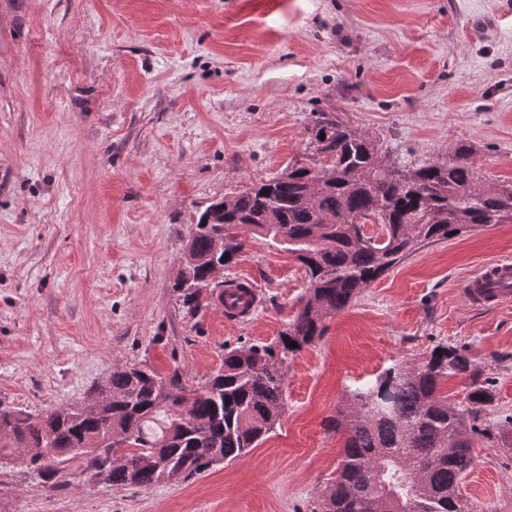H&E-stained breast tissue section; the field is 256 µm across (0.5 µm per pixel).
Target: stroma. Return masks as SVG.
Returning <instances> with one entry per match:
<instances>
[{
  "label": "stroma",
  "mask_w": 512,
  "mask_h": 512,
  "mask_svg": "<svg viewBox=\"0 0 512 512\" xmlns=\"http://www.w3.org/2000/svg\"><path fill=\"white\" fill-rule=\"evenodd\" d=\"M329 111L397 165L465 144L484 182H511L512 0H0V404L74 405L143 360L195 385L225 346L279 336L307 278L268 240L223 273L258 291L245 318H184L172 285L200 212L313 165ZM509 257L512 224H495L371 283L290 359L284 412L248 454L148 489H52L0 466V512H313L340 460L337 407L441 343L495 394L468 512H512V304L460 288Z\"/></svg>",
  "instance_id": "stroma-1"
}]
</instances>
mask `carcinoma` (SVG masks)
<instances>
[{"label":"carcinoma","mask_w":512,"mask_h":512,"mask_svg":"<svg viewBox=\"0 0 512 512\" xmlns=\"http://www.w3.org/2000/svg\"><path fill=\"white\" fill-rule=\"evenodd\" d=\"M326 142L329 177L308 203L309 174L293 167L288 179L259 182L225 206L201 212L172 290L184 317L206 304L195 283L207 281L214 241L224 238L217 262L237 258L252 234L293 254L308 278L296 312L270 344L224 347L217 371L197 385L180 366L164 374L146 361L115 367L101 390L112 395L103 415L85 417L72 407L33 414L0 405V461L26 448H54L47 463L31 470L50 488L64 469L83 471L103 461L108 449L84 451L101 424L132 430L139 452L112 467L109 485L147 489L164 482L158 460L186 470L188 481L211 467L257 447L278 424L285 405L288 359L320 340L325 321L346 309L372 282L411 255L476 226L512 223V182L489 186L478 176L470 149L454 148L446 161L403 168L390 161L375 138L348 125L336 112H320L310 142ZM380 225L382 240L360 239L358 225ZM229 257H224V254ZM467 379L462 400L439 394L448 377ZM166 392L189 397V417L163 402ZM494 394L473 369L465 349L441 345L420 362L395 364L353 391L330 427L344 430L336 478L321 494V512H467L460 485L475 464L473 435Z\"/></svg>","instance_id":"1"}]
</instances>
